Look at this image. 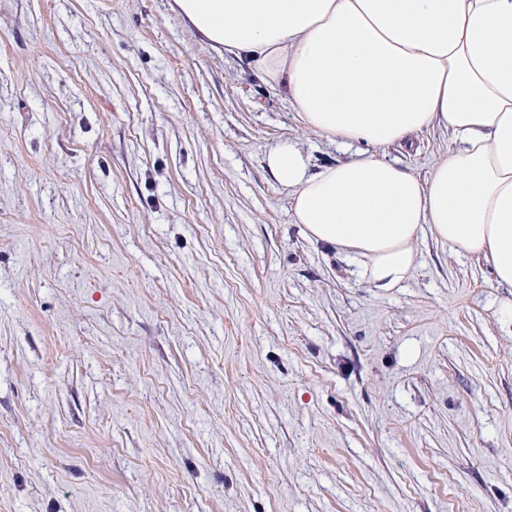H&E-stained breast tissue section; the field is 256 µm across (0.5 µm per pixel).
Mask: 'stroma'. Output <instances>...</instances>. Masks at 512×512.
<instances>
[{
	"label": "stroma",
	"instance_id": "obj_1",
	"mask_svg": "<svg viewBox=\"0 0 512 512\" xmlns=\"http://www.w3.org/2000/svg\"><path fill=\"white\" fill-rule=\"evenodd\" d=\"M173 5L0 0V512H512V288L309 241L267 151H355Z\"/></svg>",
	"mask_w": 512,
	"mask_h": 512
}]
</instances>
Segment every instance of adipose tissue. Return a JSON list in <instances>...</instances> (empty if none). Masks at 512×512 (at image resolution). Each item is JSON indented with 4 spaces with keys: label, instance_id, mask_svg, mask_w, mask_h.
<instances>
[{
    "label": "adipose tissue",
    "instance_id": "obj_1",
    "mask_svg": "<svg viewBox=\"0 0 512 512\" xmlns=\"http://www.w3.org/2000/svg\"><path fill=\"white\" fill-rule=\"evenodd\" d=\"M211 44L284 91L357 159L312 171L285 138L266 156L306 236L388 291L423 231L512 288V0H174ZM456 146L421 180L377 148L428 128Z\"/></svg>",
    "mask_w": 512,
    "mask_h": 512
}]
</instances>
